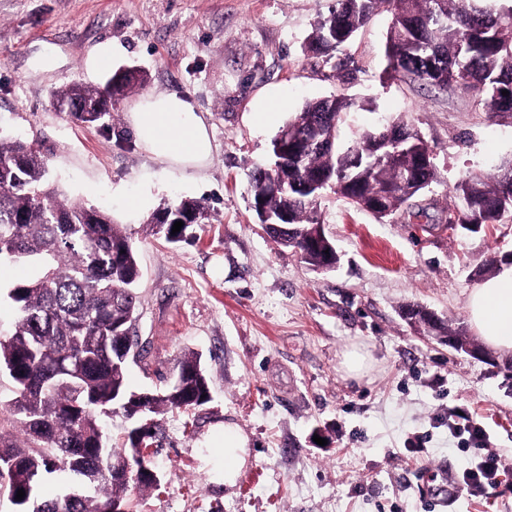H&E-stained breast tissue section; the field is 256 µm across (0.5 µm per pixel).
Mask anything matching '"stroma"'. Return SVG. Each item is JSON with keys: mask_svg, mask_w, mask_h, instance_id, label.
<instances>
[{"mask_svg": "<svg viewBox=\"0 0 512 512\" xmlns=\"http://www.w3.org/2000/svg\"><path fill=\"white\" fill-rule=\"evenodd\" d=\"M331 0H0V133L22 135L50 160L52 180L73 200L109 211L141 271L134 330L146 349L130 363L138 392L164 388L181 356L198 352L210 401L160 421L153 460L158 488L128 489L135 512H426V491L474 464L468 442L439 417L462 409L485 427L507 463L497 484L459 487L441 512H512V371L419 332L401 315L420 305L468 325V292L490 256L512 262V221L471 233L445 231L453 186L512 161V116L471 93L425 87L389 74L380 11L336 61L306 48ZM105 43L121 52L87 66ZM146 76L85 125L53 104L73 83L104 85L120 70ZM177 95L201 112L213 155L200 172L162 168L140 147L127 114L144 95ZM275 95L265 117L255 103ZM346 95L349 143L401 119L429 146L438 180L425 212L378 221L326 192L318 210L340 262L319 272L269 237L251 208L248 174L267 164L272 141L310 99ZM151 192L148 213L132 197ZM182 198L204 203L209 222L178 243L155 235L149 213ZM368 356L358 376L343 354ZM248 439L246 467L224 482L225 426ZM325 445H318V438ZM422 438L411 453L408 440Z\"/></svg>", "mask_w": 512, "mask_h": 512, "instance_id": "obj_1", "label": "stroma"}]
</instances>
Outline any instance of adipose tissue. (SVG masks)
<instances>
[{"instance_id": "ef3b65f1", "label": "adipose tissue", "mask_w": 512, "mask_h": 512, "mask_svg": "<svg viewBox=\"0 0 512 512\" xmlns=\"http://www.w3.org/2000/svg\"><path fill=\"white\" fill-rule=\"evenodd\" d=\"M128 117L138 144L158 163L184 171L209 162L213 144L207 123L183 98L143 96ZM466 305L469 323L486 345L512 353V265H501L472 288Z\"/></svg>"}]
</instances>
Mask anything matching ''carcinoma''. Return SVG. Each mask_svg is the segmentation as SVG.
Returning <instances> with one entry per match:
<instances>
[{
    "label": "carcinoma",
    "instance_id": "1",
    "mask_svg": "<svg viewBox=\"0 0 512 512\" xmlns=\"http://www.w3.org/2000/svg\"><path fill=\"white\" fill-rule=\"evenodd\" d=\"M497 2L332 0L314 25L308 49L323 56L339 52L383 5L392 14L387 53L394 74L442 90L464 88L488 111L511 116L512 6ZM144 84L133 72H116L103 87L75 83L56 99L73 107V119L93 124L107 115L96 107ZM352 105L340 95L306 103L282 126L288 143L273 141L272 151H280L276 167L250 174L256 215L271 214L283 223L269 236L299 249L301 261L315 269L336 262L335 253L309 245L323 190L330 187L358 207L392 217L413 207L437 181L432 157L417 169L420 179L409 176L418 131L404 121L339 145L340 116ZM271 174L282 187L277 194L267 190ZM49 175L40 150L0 135V262L35 269L9 290L17 317L12 331L0 337V368L12 383L7 405L27 436L25 445L0 438V493L16 512H133L125 500L128 486L145 490L159 483L152 476L157 467L143 453L157 438L156 417L206 404L209 383L201 357L189 353L166 390L148 397L129 389L127 351L138 346L132 329L141 277L134 249L109 212L61 196ZM452 199L463 228L512 220V164L497 174L468 175L454 186ZM171 208L200 222L208 215L194 199ZM443 330L458 350L479 348L464 327L445 323ZM116 407L131 421L129 447L118 451L103 426ZM56 471L75 475L78 485L55 498L41 497L39 484ZM20 489L25 496L18 500Z\"/></svg>",
    "mask_w": 512,
    "mask_h": 512
}]
</instances>
